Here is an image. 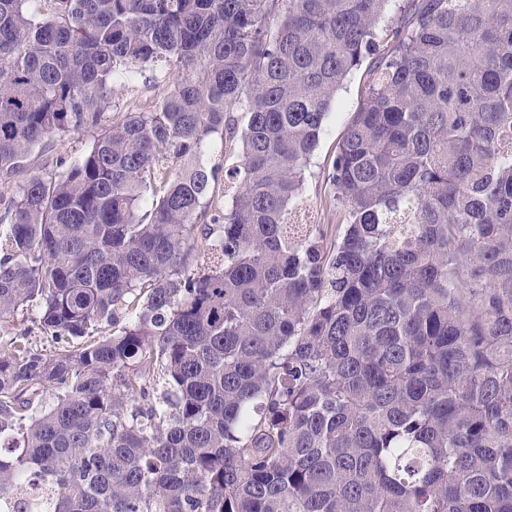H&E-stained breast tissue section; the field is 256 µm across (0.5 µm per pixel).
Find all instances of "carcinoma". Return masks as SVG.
<instances>
[{
	"label": "carcinoma",
	"instance_id": "carcinoma-1",
	"mask_svg": "<svg viewBox=\"0 0 512 512\" xmlns=\"http://www.w3.org/2000/svg\"><path fill=\"white\" fill-rule=\"evenodd\" d=\"M389 2L0 0L1 176L171 77L6 204L0 512H512V0ZM368 64L369 61H366L349 76L336 103L330 108L302 189L307 224H314V229L322 232L327 241L337 238L343 217L332 200L331 189L324 175L335 158L336 144L347 127L351 113L362 103Z\"/></svg>",
	"mask_w": 512,
	"mask_h": 512
}]
</instances>
